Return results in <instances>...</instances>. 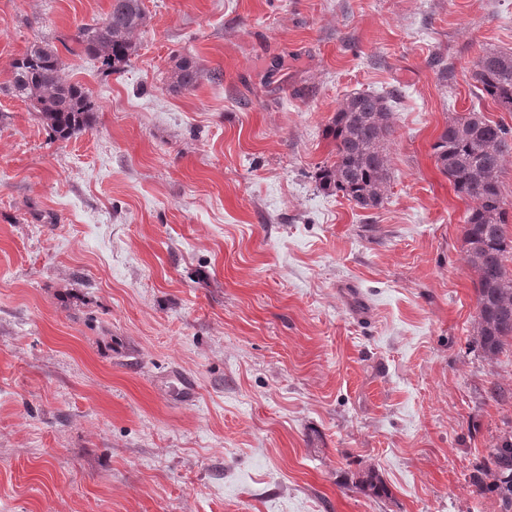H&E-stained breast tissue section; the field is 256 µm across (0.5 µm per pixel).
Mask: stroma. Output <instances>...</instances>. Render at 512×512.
<instances>
[{"mask_svg": "<svg viewBox=\"0 0 512 512\" xmlns=\"http://www.w3.org/2000/svg\"><path fill=\"white\" fill-rule=\"evenodd\" d=\"M143 3L109 75L74 38L111 0H0V512H501L512 349L474 342L431 145L512 129L472 78L512 0ZM36 42L96 107L66 140L9 89ZM356 91L394 100L376 210L315 179ZM200 77L199 69L189 62H182L176 66L174 72V87L181 90H193L196 88ZM489 448L486 458L487 468L492 472L494 482L492 486L480 487L482 493L489 491L495 493L500 501L502 512L512 511V432L497 438Z\"/></svg>", "mask_w": 512, "mask_h": 512, "instance_id": "obj_1", "label": "stroma"}]
</instances>
